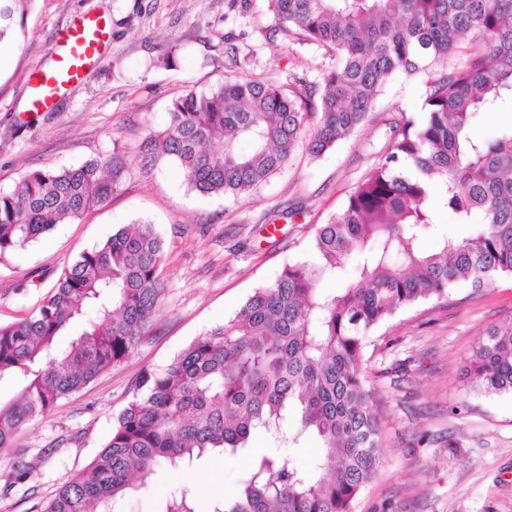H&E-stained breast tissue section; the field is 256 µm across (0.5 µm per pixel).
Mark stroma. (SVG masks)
Wrapping results in <instances>:
<instances>
[{
	"instance_id": "35a3bbf8",
	"label": "stroma",
	"mask_w": 512,
	"mask_h": 512,
	"mask_svg": "<svg viewBox=\"0 0 512 512\" xmlns=\"http://www.w3.org/2000/svg\"><path fill=\"white\" fill-rule=\"evenodd\" d=\"M99 12L109 32L100 62L53 108L30 112L31 85L49 68L57 34L75 16ZM275 26L269 0H35L18 39L0 43V192L31 169L105 157L117 145L137 151L167 125L173 100L185 91L209 92L233 77H265L286 93L301 79L322 84L335 58ZM424 98L422 79L394 76L349 137L318 158L297 148L283 171L247 197L201 195L173 163L146 174L133 169L106 205L0 255V324H7L32 315L72 259L121 227L155 224L166 254L151 333L119 366L0 448V512H44L108 442L143 371L166 365L233 317L254 288L309 258L314 225L326 223L380 161L396 125L422 118ZM507 318L512 279L501 278L477 294L458 288L418 303L366 338L382 465L353 512H512V395L473 389L465 371L478 338ZM318 445L313 437L295 444L258 431L237 454L195 461L191 472L208 488L198 512L236 494L253 453L291 452L305 465ZM19 460L33 470L6 487ZM170 483L158 473L113 512H161Z\"/></svg>"
}]
</instances>
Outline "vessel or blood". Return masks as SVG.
Masks as SVG:
<instances>
[{"label": "vessel or blood", "instance_id": "vessel-or-blood-1", "mask_svg": "<svg viewBox=\"0 0 512 512\" xmlns=\"http://www.w3.org/2000/svg\"><path fill=\"white\" fill-rule=\"evenodd\" d=\"M101 17L75 20L57 39L51 51V66L34 84L37 98L50 101L80 81L103 52Z\"/></svg>", "mask_w": 512, "mask_h": 512}]
</instances>
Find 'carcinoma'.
I'll use <instances>...</instances> for the list:
<instances>
[{"label":"carcinoma","mask_w":512,"mask_h":512,"mask_svg":"<svg viewBox=\"0 0 512 512\" xmlns=\"http://www.w3.org/2000/svg\"><path fill=\"white\" fill-rule=\"evenodd\" d=\"M34 0H0V42L16 38ZM277 30L336 56L318 89L285 94L264 78H228L172 102L169 122L141 149L171 160L203 194L239 198L284 169L301 140L318 157L348 137L396 74L425 78V117L394 127L384 159L318 224L311 258L283 268L224 324L165 367L146 371L112 436L45 512H112L156 467L187 471L211 452L234 454L251 435L294 414L320 452L310 466L259 454L231 500L212 512H351L380 465L381 425L366 385V336L398 310L454 288L512 277V124L473 134L475 118L512 106V0H270ZM132 173L128 151L26 173L0 193V254L26 246L104 205ZM465 238L441 232L431 200ZM427 237L438 240L428 251ZM164 243L132 224L64 269L39 311L0 324V448L23 424L120 365L149 334L160 307ZM327 277L340 287L320 288ZM71 337L67 348L60 338ZM467 372L475 388L512 393V318L479 338ZM30 466L13 464L6 485ZM162 512H197L186 485Z\"/></svg>","instance_id":"cac0c4a2"}]
</instances>
